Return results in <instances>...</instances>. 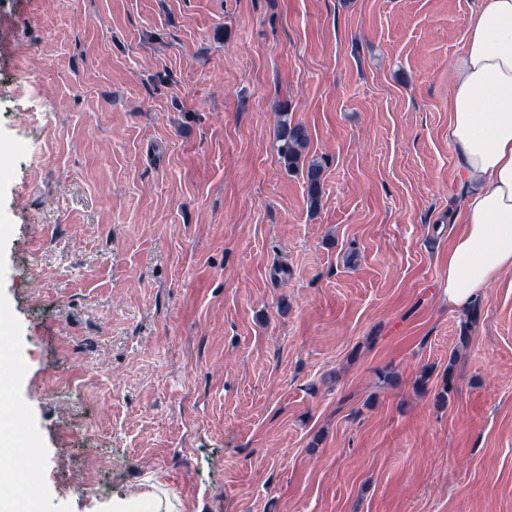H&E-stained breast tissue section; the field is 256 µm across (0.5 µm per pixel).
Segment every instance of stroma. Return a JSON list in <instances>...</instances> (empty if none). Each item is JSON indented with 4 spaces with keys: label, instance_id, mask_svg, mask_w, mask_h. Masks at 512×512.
<instances>
[{
    "label": "stroma",
    "instance_id": "35a3bbf8",
    "mask_svg": "<svg viewBox=\"0 0 512 512\" xmlns=\"http://www.w3.org/2000/svg\"><path fill=\"white\" fill-rule=\"evenodd\" d=\"M476 2L0 0V410L41 512H512V271L445 293ZM278 152L286 169L290 172L299 169V161L309 143L307 128L288 120L287 112H281L277 131ZM305 175L308 188V203L310 208L315 209L319 206L321 201L323 166L312 160L307 167H305ZM108 509L113 512H159L173 511L174 505L167 498H162L154 489L123 497H112V505Z\"/></svg>",
    "mask_w": 512,
    "mask_h": 512
}]
</instances>
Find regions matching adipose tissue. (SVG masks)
Listing matches in <instances>:
<instances>
[{
	"label": "adipose tissue",
	"instance_id": "obj_1",
	"mask_svg": "<svg viewBox=\"0 0 512 512\" xmlns=\"http://www.w3.org/2000/svg\"><path fill=\"white\" fill-rule=\"evenodd\" d=\"M448 98V141L474 183L448 246V302L464 306L512 270V0H480ZM21 419L0 413V512H33L10 464Z\"/></svg>",
	"mask_w": 512,
	"mask_h": 512
}]
</instances>
